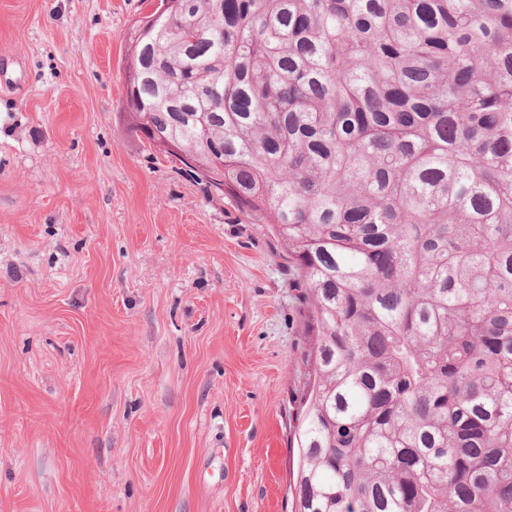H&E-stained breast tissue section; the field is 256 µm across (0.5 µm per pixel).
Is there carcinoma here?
Segmentation results:
<instances>
[{
	"instance_id": "carcinoma-1",
	"label": "carcinoma",
	"mask_w": 512,
	"mask_h": 512,
	"mask_svg": "<svg viewBox=\"0 0 512 512\" xmlns=\"http://www.w3.org/2000/svg\"><path fill=\"white\" fill-rule=\"evenodd\" d=\"M125 70L306 288L294 512H512V0H180Z\"/></svg>"
}]
</instances>
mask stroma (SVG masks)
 Segmentation results:
<instances>
[{
	"instance_id": "1",
	"label": "stroma",
	"mask_w": 512,
	"mask_h": 512,
	"mask_svg": "<svg viewBox=\"0 0 512 512\" xmlns=\"http://www.w3.org/2000/svg\"><path fill=\"white\" fill-rule=\"evenodd\" d=\"M155 0H0V512H290L304 286L119 119Z\"/></svg>"
}]
</instances>
